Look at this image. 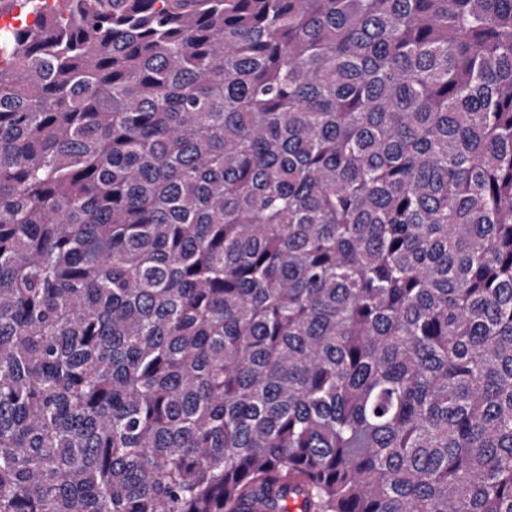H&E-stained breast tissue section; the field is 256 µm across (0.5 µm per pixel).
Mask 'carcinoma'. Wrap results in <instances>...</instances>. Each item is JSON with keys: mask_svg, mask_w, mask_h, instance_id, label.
I'll list each match as a JSON object with an SVG mask.
<instances>
[{"mask_svg": "<svg viewBox=\"0 0 512 512\" xmlns=\"http://www.w3.org/2000/svg\"><path fill=\"white\" fill-rule=\"evenodd\" d=\"M112 2L0 70V512H512V0Z\"/></svg>", "mask_w": 512, "mask_h": 512, "instance_id": "carcinoma-1", "label": "carcinoma"}]
</instances>
